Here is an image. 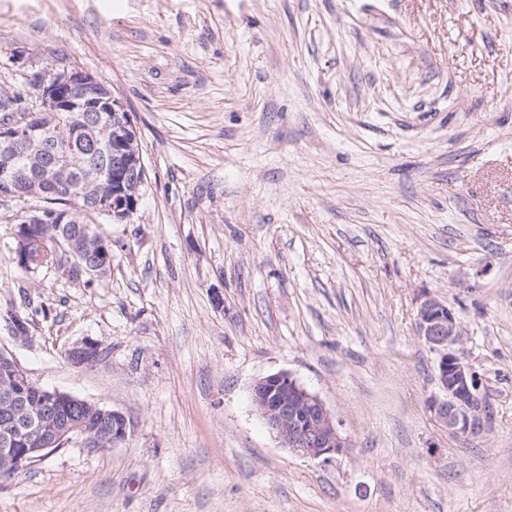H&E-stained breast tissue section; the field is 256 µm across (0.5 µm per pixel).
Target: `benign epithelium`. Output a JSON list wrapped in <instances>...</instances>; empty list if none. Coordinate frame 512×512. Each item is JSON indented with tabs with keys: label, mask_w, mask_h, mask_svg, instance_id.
Wrapping results in <instances>:
<instances>
[{
	"label": "benign epithelium",
	"mask_w": 512,
	"mask_h": 512,
	"mask_svg": "<svg viewBox=\"0 0 512 512\" xmlns=\"http://www.w3.org/2000/svg\"><path fill=\"white\" fill-rule=\"evenodd\" d=\"M33 87L34 102L7 101L8 106L18 108L25 117L0 124V147L5 154L28 155L36 140L45 139L49 126L42 124L41 113L69 112L76 116L75 123L92 136L101 126L112 131V178L103 179L95 192L79 195L81 205H68L48 216L38 212L27 215L26 223L62 224L76 210L107 214L117 223L129 220L145 182V166L136 126L124 103L95 77L77 69H44L34 75ZM77 171L78 167L60 156L48 164H37L32 189L40 188L49 194V187L77 180ZM415 330L430 349L439 353L437 383L441 395L428 401L430 412L455 438L471 440L481 436L491 403L479 375L457 349L462 329L456 314L440 299L429 295L419 303ZM67 355L74 366L84 367L95 363L99 346L86 340L72 346ZM1 364L9 368L13 379L31 383L26 370L13 356L0 351ZM39 392L44 395V404L50 407L77 405L112 421V444L127 439L129 423L122 413L64 392L42 387ZM252 402L281 446L296 455L325 462L349 447L323 401L286 372L257 380L252 387ZM21 429L37 434L42 447H11V439ZM70 434H84L83 426L77 422L61 425L48 413L13 426L0 438V473L7 475L24 461L35 463L45 459Z\"/></svg>",
	"instance_id": "7a95c632"
}]
</instances>
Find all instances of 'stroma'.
Listing matches in <instances>:
<instances>
[{
	"label": "stroma",
	"instance_id": "obj_1",
	"mask_svg": "<svg viewBox=\"0 0 512 512\" xmlns=\"http://www.w3.org/2000/svg\"><path fill=\"white\" fill-rule=\"evenodd\" d=\"M48 65L123 101L146 181L90 285L18 268L34 204L0 197V351L131 429L0 512H512V0H0V96ZM427 295L493 407L471 442L427 408ZM282 371L346 452L281 447L251 389ZM67 355L75 367H84L95 363L99 356V346L93 341L86 340L72 346Z\"/></svg>",
	"mask_w": 512,
	"mask_h": 512
}]
</instances>
